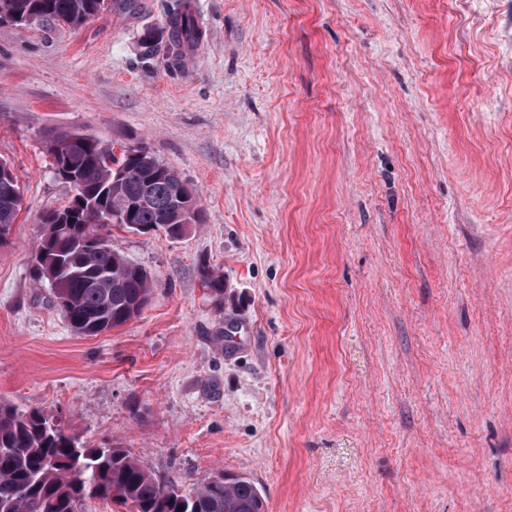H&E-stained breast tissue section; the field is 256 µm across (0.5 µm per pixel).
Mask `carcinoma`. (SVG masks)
<instances>
[{"label":"carcinoma","mask_w":512,"mask_h":512,"mask_svg":"<svg viewBox=\"0 0 512 512\" xmlns=\"http://www.w3.org/2000/svg\"><path fill=\"white\" fill-rule=\"evenodd\" d=\"M11 23L25 25L30 14L47 24L63 19L72 27L99 14L101 0H10ZM169 62L179 66L184 48L195 44L199 27L188 11L168 19ZM49 155L74 173L75 195L90 202L75 208L59 223L57 210L41 218L42 234L33 248L34 272L46 282L52 298L69 302L65 320L71 329L97 336L128 323L129 306L149 300V273L112 248L104 234L108 225L99 214L110 210L119 225L162 227L172 237L183 225L168 216L180 187L173 169L149 180L139 149L128 147L121 157L91 138L72 142V134L49 140ZM124 170L112 180L115 169ZM23 195L14 173L0 178V227L15 224ZM203 286L214 299L224 294V277L208 266L199 270ZM37 410H20L0 402V512H78L89 499L112 501L126 512H266L260 490L246 476L208 477L184 493L162 483L139 459L108 447L89 448L79 439L46 429Z\"/></svg>","instance_id":"obj_1"}]
</instances>
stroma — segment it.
Wrapping results in <instances>:
<instances>
[{"label": "stroma", "instance_id": "stroma-1", "mask_svg": "<svg viewBox=\"0 0 512 512\" xmlns=\"http://www.w3.org/2000/svg\"><path fill=\"white\" fill-rule=\"evenodd\" d=\"M134 2L0 23V400L185 491L246 475L267 512H512V0ZM61 132L149 150L202 208L109 227L153 288L98 336L31 274ZM169 44L168 56L172 65H182L184 48L195 44L199 36V27L195 17L189 11L177 12L168 19ZM23 206V195L19 186L17 177L13 171L8 176L0 178V238L1 234H6V227L8 232L11 231L13 224H15Z\"/></svg>", "mask_w": 512, "mask_h": 512}]
</instances>
